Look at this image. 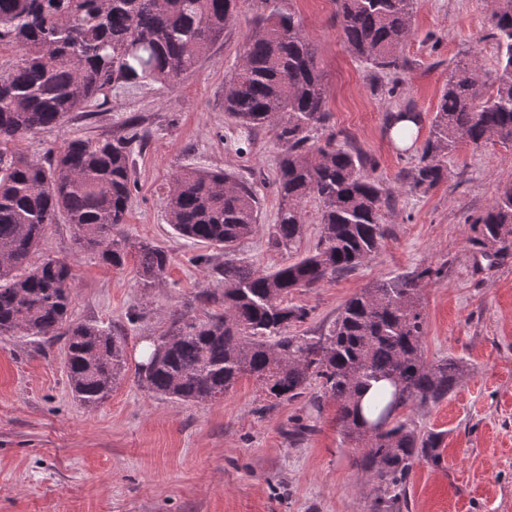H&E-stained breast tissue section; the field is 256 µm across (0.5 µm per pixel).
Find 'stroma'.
<instances>
[{"instance_id":"35a3bbf8","label":"stroma","mask_w":512,"mask_h":512,"mask_svg":"<svg viewBox=\"0 0 512 512\" xmlns=\"http://www.w3.org/2000/svg\"><path fill=\"white\" fill-rule=\"evenodd\" d=\"M314 45L327 91L319 138L360 150L371 177L391 189L383 208L386 236L374 256L336 281L290 296L308 309L293 335L316 336L353 293L425 267L439 275L421 290L427 362L453 358L462 375L438 404L400 410L422 431L442 436V461L417 464L406 483L408 512H512V255L495 268L475 244L476 220L512 184V146L459 144L448 176L428 191L411 173L430 133L448 71L477 58L493 86L498 46L487 0H418L403 67L385 74L346 50L332 0H282ZM246 0L195 72L173 87L115 84L103 112L71 113L63 127L20 141L40 157L67 137L116 139L139 116L148 130L134 148L136 189L122 235L164 247L172 257L159 286L139 288L134 262L115 268L77 249L71 225H51L39 247L70 262L77 275L70 318L124 328L129 374L103 404L72 398L63 344L0 335V512H369L371 488L336 426V403L322 396L266 407L252 378L223 400L188 405L145 391L131 372L146 336L162 334L171 311L201 289L216 292L215 273L193 259L204 246L178 237L167 222L165 193L183 169H223L257 182L260 230L237 255L262 269L288 263L271 250L267 227L279 206L274 191L285 146L266 127L244 138L224 112V87L263 13ZM413 108L422 117L413 147L389 134L387 115ZM138 322H129L131 313ZM312 425L299 436L298 423Z\"/></svg>"}]
</instances>
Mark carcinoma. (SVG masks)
<instances>
[{"label":"carcinoma","mask_w":512,"mask_h":512,"mask_svg":"<svg viewBox=\"0 0 512 512\" xmlns=\"http://www.w3.org/2000/svg\"><path fill=\"white\" fill-rule=\"evenodd\" d=\"M281 0H264L241 62L226 81L224 112L239 126H275L288 145L278 162L279 199L268 242L295 260L271 271L241 260L194 262L224 280L195 303L170 313L168 329L145 336L136 366L149 393L186 404L224 397L251 377L275 402L295 401L317 381L336 401L344 442L364 448L359 465L373 485L370 512H402L406 480L416 464L441 463V434L419 430L398 411L437 404L457 387L452 358L426 362L425 316L419 293L438 275L427 267L378 281L352 294L318 336L288 334L308 311L288 297L312 290L368 261L385 237L381 208L387 191L366 173L367 160L347 144L313 132L326 120V88L316 50ZM349 51L367 68L403 67L416 0H333ZM241 0H0V46L20 55L0 63V335L50 343L66 337L64 364L74 398L86 407L106 400L125 371L122 332L97 322H73L72 265L37 250L49 225L73 226L78 248L121 267L133 258L139 287L163 280L171 257L161 246L114 232L126 223L136 181L133 144L144 134L93 142L69 138L46 159L16 149L68 114L105 110L115 83L174 86L196 71L224 37ZM488 22L497 40V78L483 90L477 61L457 63L432 120L411 187L429 190L447 177L446 159L459 143L476 147L495 137L512 144V0H490ZM319 201L320 235L299 253L303 203ZM255 183L227 171L177 172L165 198L167 223L180 237L224 254L256 233ZM478 245L490 264L512 253V186L477 219ZM221 309L199 318L194 305ZM378 385L362 406L363 392Z\"/></svg>","instance_id":"carcinoma-1"}]
</instances>
